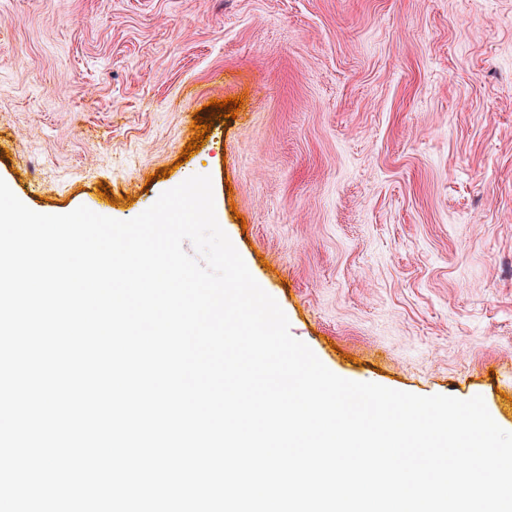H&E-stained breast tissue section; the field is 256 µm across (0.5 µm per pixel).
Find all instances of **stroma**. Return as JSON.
I'll return each instance as SVG.
<instances>
[{
    "label": "stroma",
    "instance_id": "stroma-1",
    "mask_svg": "<svg viewBox=\"0 0 512 512\" xmlns=\"http://www.w3.org/2000/svg\"><path fill=\"white\" fill-rule=\"evenodd\" d=\"M196 174L330 371L512 431V0H0L20 201L128 221Z\"/></svg>",
    "mask_w": 512,
    "mask_h": 512
}]
</instances>
